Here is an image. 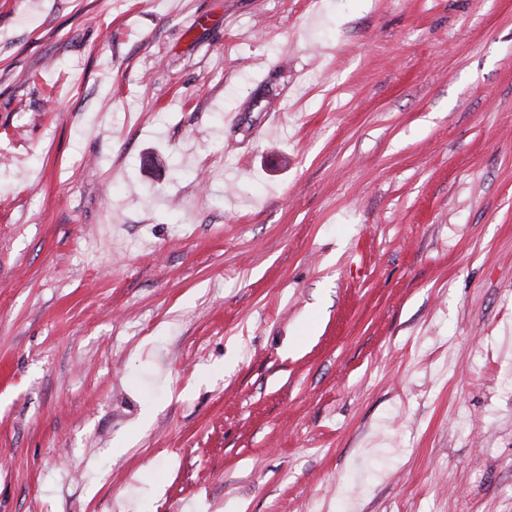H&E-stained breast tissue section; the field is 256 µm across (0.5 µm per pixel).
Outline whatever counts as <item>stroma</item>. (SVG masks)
Returning a JSON list of instances; mask_svg holds the SVG:
<instances>
[{"label": "stroma", "mask_w": 512, "mask_h": 512, "mask_svg": "<svg viewBox=\"0 0 512 512\" xmlns=\"http://www.w3.org/2000/svg\"><path fill=\"white\" fill-rule=\"evenodd\" d=\"M0 512H512V0H0Z\"/></svg>", "instance_id": "1"}]
</instances>
